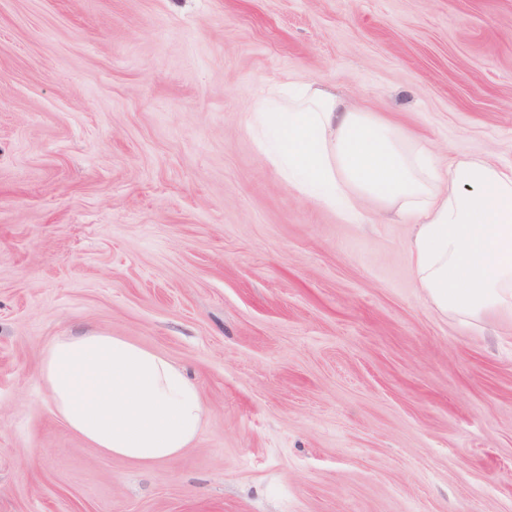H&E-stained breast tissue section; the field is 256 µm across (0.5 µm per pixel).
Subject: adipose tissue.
<instances>
[{
    "instance_id": "obj_1",
    "label": "adipose tissue",
    "mask_w": 512,
    "mask_h": 512,
    "mask_svg": "<svg viewBox=\"0 0 512 512\" xmlns=\"http://www.w3.org/2000/svg\"><path fill=\"white\" fill-rule=\"evenodd\" d=\"M283 180L345 222L359 198L413 223L420 288L468 323L512 319V167L441 159L405 130L311 84L281 90L250 117ZM39 376L68 427L104 454L168 462L197 439L198 387L162 355L124 338L65 336L41 352Z\"/></svg>"
}]
</instances>
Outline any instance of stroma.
Segmentation results:
<instances>
[{
	"label": "stroma",
	"mask_w": 512,
	"mask_h": 512,
	"mask_svg": "<svg viewBox=\"0 0 512 512\" xmlns=\"http://www.w3.org/2000/svg\"><path fill=\"white\" fill-rule=\"evenodd\" d=\"M296 81L512 166V0H0V512H512V322L281 178L248 121ZM86 332L197 385L180 458L57 415Z\"/></svg>",
	"instance_id": "obj_1"
}]
</instances>
